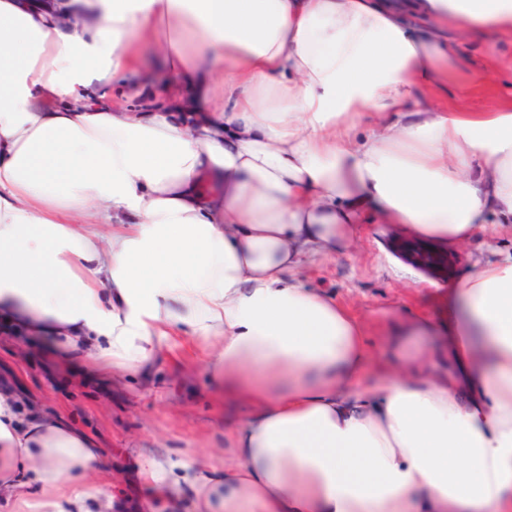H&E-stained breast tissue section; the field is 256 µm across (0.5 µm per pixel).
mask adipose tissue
Listing matches in <instances>:
<instances>
[{
  "mask_svg": "<svg viewBox=\"0 0 512 512\" xmlns=\"http://www.w3.org/2000/svg\"><path fill=\"white\" fill-rule=\"evenodd\" d=\"M475 34L512 36V0H0V320L115 377L190 333L224 379L194 512H512V254L382 365L295 277L366 224L440 248L512 224V99L409 106ZM95 460L0 388V499L110 512Z\"/></svg>",
  "mask_w": 512,
  "mask_h": 512,
  "instance_id": "adipose-tissue-1",
  "label": "adipose tissue"
}]
</instances>
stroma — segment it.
I'll return each mask as SVG.
<instances>
[{
	"label": "stroma",
	"mask_w": 512,
	"mask_h": 512,
	"mask_svg": "<svg viewBox=\"0 0 512 512\" xmlns=\"http://www.w3.org/2000/svg\"><path fill=\"white\" fill-rule=\"evenodd\" d=\"M459 66L447 78H417L413 106L448 110L466 101L474 112L502 102L512 86V37H480L458 47ZM393 230L366 225L344 257L304 265L306 287L332 294L382 346L391 322L406 314L436 319L450 278L479 269L488 245L512 248V231L486 225L482 241L458 247L444 276H433L389 246ZM184 337L174 339L144 378L108 377L82 357H63L60 344L0 321V386L22 398L26 412L57 415L85 432L97 445L98 462L89 486L111 479L112 512H145L141 462L167 460L181 473L189 456H208L224 466V393L216 374L203 370L200 357H184Z\"/></svg>",
	"instance_id": "1"
}]
</instances>
